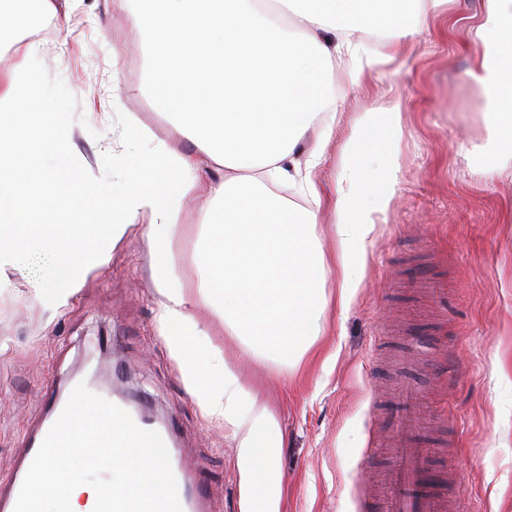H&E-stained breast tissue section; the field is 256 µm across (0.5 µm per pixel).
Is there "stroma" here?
<instances>
[{
  "mask_svg": "<svg viewBox=\"0 0 512 512\" xmlns=\"http://www.w3.org/2000/svg\"><path fill=\"white\" fill-rule=\"evenodd\" d=\"M483 11L484 0H451L411 42L406 67L380 66L360 87H349L346 68L337 69L336 127L314 173L318 183L328 188L338 179L340 150L361 112L399 103L403 134L393 198L362 255L341 258L331 215L321 213L331 268L327 329L297 368L285 378L271 375L241 356L238 339L224 334L215 315L194 311L206 333L201 368H231L280 422L281 512H357L361 493L380 497L389 453L378 447L367 458L362 451L376 432L374 401L399 380L423 392L434 426L435 490L465 512H512V167L494 179L479 174L485 129L465 31ZM26 31L45 42L43 67L59 79L57 108L89 130L81 144L88 158L107 146L103 102L116 84L132 111L159 136H172L146 102L148 53L112 0H77L65 59L55 55L48 19ZM103 33L119 69L103 52ZM154 261L130 230L59 313L38 304L33 288L65 273L70 260L47 244L10 271L12 286L0 294V481L54 399L92 367L109 392L172 428L206 512H241L228 431L187 392L158 337ZM347 276L356 286L343 302Z\"/></svg>",
  "mask_w": 512,
  "mask_h": 512,
  "instance_id": "1",
  "label": "stroma"
}]
</instances>
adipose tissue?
<instances>
[{
	"label": "adipose tissue",
	"instance_id": "obj_1",
	"mask_svg": "<svg viewBox=\"0 0 512 512\" xmlns=\"http://www.w3.org/2000/svg\"><path fill=\"white\" fill-rule=\"evenodd\" d=\"M149 56L147 103L171 121L178 137L158 136L127 95L113 87L107 103L120 130L133 132L156 165L152 189L134 191L137 171L126 152L88 160L79 143L86 127L51 109L59 89L41 66L40 42L14 38L13 65L0 71V289L21 253L44 239L79 255L63 287L44 283L37 302L65 308L88 273L105 264L130 227L158 258L153 279L162 300L157 330L178 362L187 389L211 417L222 420L236 448L241 512H280V474L271 462L283 444L268 406L228 368L203 372L190 338L194 308L217 315L242 355L263 360L272 375L293 370L304 349L325 332L329 266L318 233L319 204H329L342 252L364 241L392 199L393 148L402 135L398 107L359 116L341 149L344 172L330 193L312 174L324 161L339 97L337 61L354 56L352 85L401 57L428 17L447 0H277L289 26L270 21L254 0H115ZM382 36L384 53L356 54L362 34ZM476 49L471 78L484 96L486 142L494 178L512 165V0H486L470 33ZM69 160L80 179L56 171ZM179 188L169 191L168 174ZM276 179L300 185L314 203L291 208L268 192ZM203 196L214 223L203 216L190 254L197 293L188 292L169 245L185 222V202ZM94 248H86L87 238ZM68 448L48 468L49 487L64 493L70 512H94L109 486L124 488L126 512L168 493L154 462L140 449L99 462L106 476L60 481Z\"/></svg>",
	"mask_w": 512,
	"mask_h": 512
}]
</instances>
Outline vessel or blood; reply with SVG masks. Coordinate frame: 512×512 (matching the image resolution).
I'll return each instance as SVG.
<instances>
[{
    "mask_svg": "<svg viewBox=\"0 0 512 512\" xmlns=\"http://www.w3.org/2000/svg\"><path fill=\"white\" fill-rule=\"evenodd\" d=\"M417 396L414 386L401 385L395 408L379 411L382 431L397 450L382 512H444L446 507L445 498L431 487ZM131 443L149 454L170 488L167 495L152 499L146 512H199L200 494L177 460L171 432L154 426L143 413L111 399L88 381L74 384L67 400L56 404L52 423L27 448L0 512H45L42 476L65 445L80 448L68 464L69 473L74 474Z\"/></svg>",
    "mask_w": 512,
    "mask_h": 512,
    "instance_id": "1",
    "label": "vessel or blood"
}]
</instances>
